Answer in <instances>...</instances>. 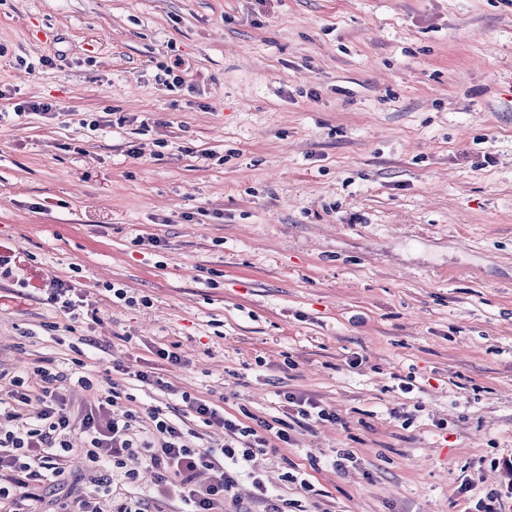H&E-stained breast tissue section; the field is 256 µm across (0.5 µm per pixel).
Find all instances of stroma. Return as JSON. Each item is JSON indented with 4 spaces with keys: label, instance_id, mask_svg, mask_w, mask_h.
Instances as JSON below:
<instances>
[{
    "label": "stroma",
    "instance_id": "1",
    "mask_svg": "<svg viewBox=\"0 0 512 512\" xmlns=\"http://www.w3.org/2000/svg\"><path fill=\"white\" fill-rule=\"evenodd\" d=\"M0 244L31 282L0 279V371L207 446L186 398L303 393L338 422L254 461L293 512H512V0H0ZM35 288H39V291L47 294L46 300L57 305L64 314H70L72 319L76 318L77 313L75 311L85 306L81 305L84 304V299L80 298L76 289L61 279L52 278L48 282H42L41 285L35 286Z\"/></svg>",
    "mask_w": 512,
    "mask_h": 512
}]
</instances>
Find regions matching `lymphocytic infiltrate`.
<instances>
[{
    "mask_svg": "<svg viewBox=\"0 0 512 512\" xmlns=\"http://www.w3.org/2000/svg\"><path fill=\"white\" fill-rule=\"evenodd\" d=\"M38 386L11 377L0 397V505L30 502L29 512H154L159 503L177 502L181 512H224L244 463L264 451L270 439L288 442L290 416L334 420V413L313 398L284 393L285 417L277 423L250 426L226 418L210 402L195 399L188 407L207 426L224 431V443L213 448L196 443V432L168 418L159 408L135 410L109 389L98 405L73 403L64 372L37 367ZM81 434L95 489L74 494L79 476L66 472L74 452L71 439ZM154 469V492L118 497L115 485L132 484L140 466Z\"/></svg>",
    "mask_w": 512,
    "mask_h": 512,
    "instance_id": "lymphocytic-infiltrate-1",
    "label": "lymphocytic infiltrate"
}]
</instances>
